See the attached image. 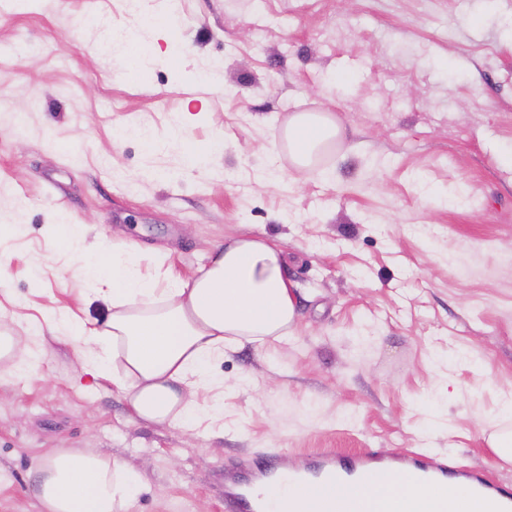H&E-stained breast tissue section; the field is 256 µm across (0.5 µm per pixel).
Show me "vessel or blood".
<instances>
[{
    "instance_id": "vessel-or-blood-1",
    "label": "vessel or blood",
    "mask_w": 512,
    "mask_h": 512,
    "mask_svg": "<svg viewBox=\"0 0 512 512\" xmlns=\"http://www.w3.org/2000/svg\"><path fill=\"white\" fill-rule=\"evenodd\" d=\"M400 469L408 471L415 480L434 490L441 489L448 478L447 465L424 454L401 453L387 459L364 456L352 467L353 472L361 477L378 480L388 478ZM338 471V462L332 455L296 468L272 460L254 475L253 481L275 485L281 492L301 489L311 497L314 512H344V504L335 500L332 493ZM466 481L469 500L490 506L491 512H512V489L483 473L467 474ZM225 498L228 512H274L272 499L253 494L248 488H228Z\"/></svg>"
}]
</instances>
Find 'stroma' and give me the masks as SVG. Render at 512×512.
I'll use <instances>...</instances> for the list:
<instances>
[{"instance_id":"stroma-1","label":"stroma","mask_w":512,"mask_h":512,"mask_svg":"<svg viewBox=\"0 0 512 512\" xmlns=\"http://www.w3.org/2000/svg\"><path fill=\"white\" fill-rule=\"evenodd\" d=\"M145 8L175 12L178 44L143 31L136 68L111 44L128 0H0V329L105 319L54 245L62 219L162 287L224 237L276 239L296 326L227 351L224 417L191 429L131 421L67 341L32 340L37 374L0 379V512H42L28 470L61 446L147 468L129 512H225V487L275 456L424 449L511 488L481 423L512 392V0ZM295 112L342 128L319 167L280 149ZM175 126L223 148L187 169ZM132 127L162 147L117 138Z\"/></svg>"}]
</instances>
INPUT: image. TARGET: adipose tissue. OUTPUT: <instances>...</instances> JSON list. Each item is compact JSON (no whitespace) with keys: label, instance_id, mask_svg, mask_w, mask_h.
<instances>
[{"label":"adipose tissue","instance_id":"ef3b65f1","mask_svg":"<svg viewBox=\"0 0 512 512\" xmlns=\"http://www.w3.org/2000/svg\"><path fill=\"white\" fill-rule=\"evenodd\" d=\"M339 133L331 113L295 112L281 138L303 168ZM58 231L65 252L84 254V277L111 314L94 329L53 314L33 331H55L71 342L84 373L112 381L133 420L194 425L201 412L193 394L222 387L215 365L225 350L286 337L296 322L297 287L284 273L288 256L277 241L228 239L193 279L162 288L140 274L134 253L89 251L85 225L62 224ZM145 479L97 449L60 448L35 461L30 489L43 512H129ZM336 496L349 512H382L389 497L395 512H423L431 493L395 478L363 488L342 483Z\"/></svg>","mask_w":512,"mask_h":512}]
</instances>
